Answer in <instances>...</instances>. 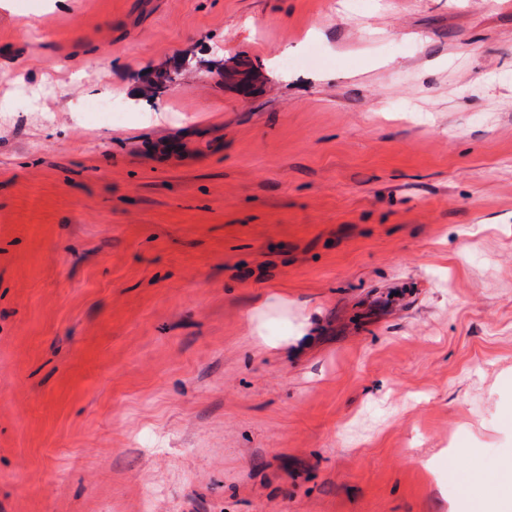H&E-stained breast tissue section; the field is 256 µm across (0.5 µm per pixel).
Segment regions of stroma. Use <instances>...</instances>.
Masks as SVG:
<instances>
[{"label": "stroma", "instance_id": "35a3bbf8", "mask_svg": "<svg viewBox=\"0 0 512 512\" xmlns=\"http://www.w3.org/2000/svg\"><path fill=\"white\" fill-rule=\"evenodd\" d=\"M8 93L0 512H448L501 482L512 0H0Z\"/></svg>", "mask_w": 512, "mask_h": 512}]
</instances>
